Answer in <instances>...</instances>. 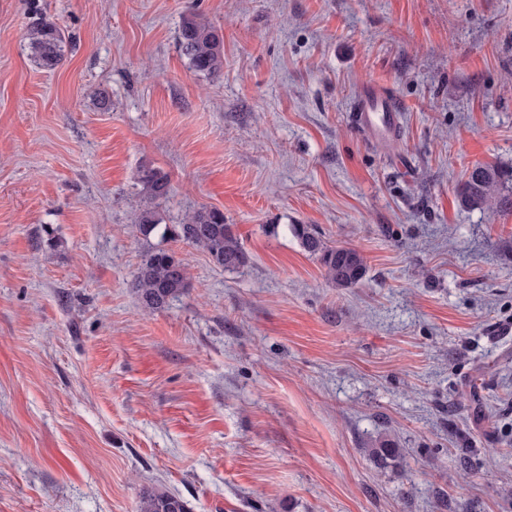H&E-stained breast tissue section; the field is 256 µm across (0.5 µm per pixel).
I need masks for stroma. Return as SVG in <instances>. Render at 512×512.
<instances>
[{
	"instance_id": "obj_1",
	"label": "stroma",
	"mask_w": 512,
	"mask_h": 512,
	"mask_svg": "<svg viewBox=\"0 0 512 512\" xmlns=\"http://www.w3.org/2000/svg\"><path fill=\"white\" fill-rule=\"evenodd\" d=\"M190 11L220 76L188 66ZM370 82L394 138L354 125ZM477 162L512 170V0H0V512H138L152 486L190 512H512V212L459 206ZM202 207L244 266L166 240L190 291L144 313L140 212ZM290 224L365 278L336 287ZM181 48L189 68L216 75L224 68V36L221 29L192 12L182 17ZM26 38L32 55L41 67L53 70L61 63L64 57L65 37L55 23H34L27 30ZM140 179L143 190L150 199H159L166 195L168 179L161 171L152 168L144 169Z\"/></svg>"
}]
</instances>
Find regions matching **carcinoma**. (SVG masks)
<instances>
[{
  "label": "carcinoma",
  "instance_id": "obj_1",
  "mask_svg": "<svg viewBox=\"0 0 512 512\" xmlns=\"http://www.w3.org/2000/svg\"><path fill=\"white\" fill-rule=\"evenodd\" d=\"M26 38L28 47L47 69H55L64 57L65 37L52 22L40 21L30 26ZM181 48L189 68L206 75H216L224 68V36L221 29L192 12L182 17ZM141 183L147 196L154 200L167 193V176L159 170L142 171ZM460 206L466 209L512 211V174L477 163L468 170L458 194ZM136 227L144 237L161 232V238L170 237L202 249L214 266L224 270L238 269L245 264L246 254L233 235L230 225L224 223V213L202 208L192 212L185 223L174 227H160L155 212H141ZM292 235L299 240L309 255L317 258L326 277L338 287L359 283L367 274L362 254L346 245L328 244L309 224H292ZM143 310H162L173 300L186 294L190 288L187 263L165 248L146 252L133 280ZM139 512H189L187 503L176 494L160 488L148 487L139 500Z\"/></svg>",
  "mask_w": 512,
  "mask_h": 512
}]
</instances>
